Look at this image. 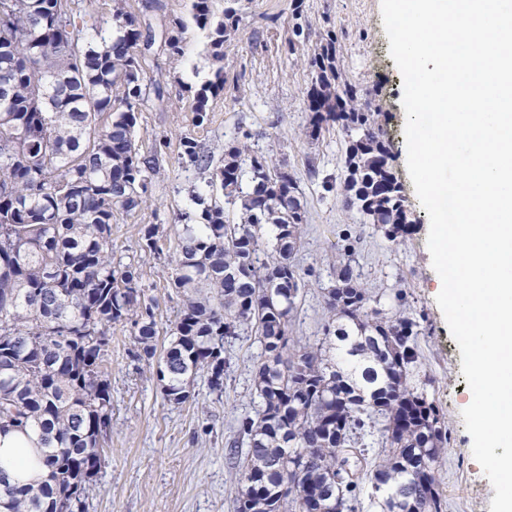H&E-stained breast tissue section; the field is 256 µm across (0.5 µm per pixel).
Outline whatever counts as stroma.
Returning a JSON list of instances; mask_svg holds the SVG:
<instances>
[{
	"mask_svg": "<svg viewBox=\"0 0 512 512\" xmlns=\"http://www.w3.org/2000/svg\"><path fill=\"white\" fill-rule=\"evenodd\" d=\"M237 9L239 29L224 47L225 90L211 99L208 124L195 126L191 112L190 89L213 67L198 30L189 26L180 60H173L160 44L146 58L144 78L161 81L166 98L159 102L146 96L139 146L145 152L160 149L162 173L153 179L146 205L116 213V260L140 267L145 292L157 303V341L166 343L181 309V297L172 286L175 226L190 203V191L201 185L195 174L177 164L180 140L195 138L218 164L237 129L251 130L260 147L287 164L306 201V232L295 258L304 297L292 319V338L307 344L321 339L332 264L344 242H351L354 264L368 288L388 294L406 290L410 315L423 318L412 380L424 388L448 426V446L435 469L445 512H490L495 492L472 455V439L461 417L471 399L461 373V352L436 303L438 275L427 247L430 222L406 169L402 78L389 55L380 0H239ZM299 20L306 21L308 30L298 41L293 30ZM330 30L338 36L345 80L361 89L386 124L393 171L414 223L404 244L387 240L374 225L359 223L322 188L325 176L346 175L342 134L332 129L316 141L304 135L306 90L312 79L306 61ZM146 224L162 227L152 252L140 247L139 230ZM136 352L130 326L113 324L105 363L112 385V433L104 443L88 512H234L236 482L224 461V443L237 418L251 410L257 342L240 336L226 344L230 368L223 395L210 394L200 377L190 400L179 406L165 401Z\"/></svg>",
	"mask_w": 512,
	"mask_h": 512,
	"instance_id": "obj_1",
	"label": "stroma"
}]
</instances>
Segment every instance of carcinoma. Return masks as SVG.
Returning <instances> with one entry per match:
<instances>
[{
    "label": "carcinoma",
    "mask_w": 512,
    "mask_h": 512,
    "mask_svg": "<svg viewBox=\"0 0 512 512\" xmlns=\"http://www.w3.org/2000/svg\"><path fill=\"white\" fill-rule=\"evenodd\" d=\"M140 14L113 0L106 20L79 0H0V433L30 431L44 449L47 479L17 487L0 475V512H86L112 428V390L104 363L114 323L130 325L139 357L153 367L164 399L182 405L198 376L224 391V343L242 334L261 348L253 377V412L241 417L230 448L237 512H357L370 492L379 512H443L435 467L448 427L424 390L413 385L420 322L405 315L408 296L382 308L352 265L336 256L325 294L323 338L290 336L299 276L288 257L300 250L306 205L294 177L245 132L224 148L218 166L190 136L177 162L208 193L176 225L173 288L179 320L157 351L154 300L141 270L118 269L112 252L114 211L147 202L159 173L157 154L138 145L143 88ZM216 67L195 88L197 127L224 92V44L238 28L237 9L190 0ZM187 25L163 31L170 57L183 55ZM336 32L323 36L308 64L305 136L331 126L347 138L346 177L323 187L375 225L389 241L412 233L403 188L379 113L341 82ZM160 225L141 230L142 249H157ZM385 453L365 456L368 437ZM294 490L299 503L287 500Z\"/></svg>",
    "instance_id": "carcinoma-1"
}]
</instances>
